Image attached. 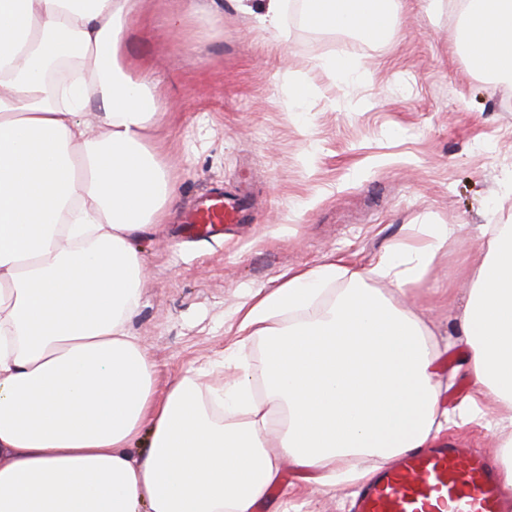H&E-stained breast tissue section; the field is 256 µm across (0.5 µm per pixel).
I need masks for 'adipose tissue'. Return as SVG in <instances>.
Masks as SVG:
<instances>
[{"instance_id":"obj_1","label":"adipose tissue","mask_w":512,"mask_h":512,"mask_svg":"<svg viewBox=\"0 0 512 512\" xmlns=\"http://www.w3.org/2000/svg\"><path fill=\"white\" fill-rule=\"evenodd\" d=\"M317 31L381 39L400 0H303ZM146 0H0V512H256L284 462L357 485L449 425L512 429V225L487 224L437 338L397 298L419 288L455 224L421 225L369 266L282 273L249 294L224 349L233 380L187 368L158 390L130 324L135 243L176 189L161 104L124 60ZM470 68L512 86V0H448ZM77 56L76 80L48 70ZM346 288L327 297L339 279ZM264 346L263 397L240 361ZM461 347L474 394L442 406L435 363Z\"/></svg>"}]
</instances>
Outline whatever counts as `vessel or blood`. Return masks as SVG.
<instances>
[{
    "label": "vessel or blood",
    "mask_w": 512,
    "mask_h": 512,
    "mask_svg": "<svg viewBox=\"0 0 512 512\" xmlns=\"http://www.w3.org/2000/svg\"><path fill=\"white\" fill-rule=\"evenodd\" d=\"M250 207L214 188L204 195L183 230L220 235L225 225L246 224ZM504 494L482 456L464 454L452 441L415 449L378 472L359 493L356 512H502Z\"/></svg>",
    "instance_id": "1"
}]
</instances>
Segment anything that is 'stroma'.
<instances>
[{
    "label": "stroma",
    "mask_w": 512,
    "mask_h": 512,
    "mask_svg": "<svg viewBox=\"0 0 512 512\" xmlns=\"http://www.w3.org/2000/svg\"><path fill=\"white\" fill-rule=\"evenodd\" d=\"M180 29L165 18L179 0H147L129 26L125 61L157 87L168 134L160 158L177 190L165 225L138 244L147 278L131 331L150 354L159 384L188 367L201 384L231 340L248 291L273 288L289 269L342 260L369 265L384 249L434 219L461 225L414 299L434 330H452L442 288L464 287L458 271L481 227L512 221L499 176L512 168V88L474 74L456 50L450 9L431 13L402 0L393 33L371 41L299 27L289 7L278 33L254 20L264 0H198ZM345 49L355 77L332 79L325 60ZM297 81L312 94L288 104ZM248 190L251 221L224 236L193 240L178 219L212 188ZM498 431L450 426L444 440L493 455ZM302 492L307 512H352L356 489L318 495L302 469L281 470L270 502Z\"/></svg>",
    "instance_id": "stroma-1"
}]
</instances>
